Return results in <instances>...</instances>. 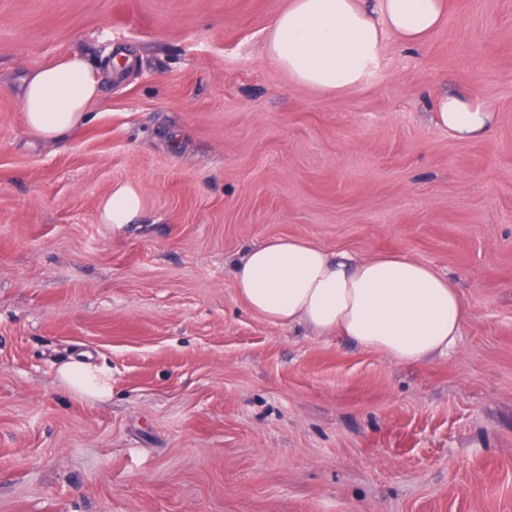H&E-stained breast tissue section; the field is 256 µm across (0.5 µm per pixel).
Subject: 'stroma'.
<instances>
[{
    "label": "stroma",
    "instance_id": "35a3bbf8",
    "mask_svg": "<svg viewBox=\"0 0 512 512\" xmlns=\"http://www.w3.org/2000/svg\"><path fill=\"white\" fill-rule=\"evenodd\" d=\"M288 0H0V512H512V0H447L343 94L267 55ZM132 63L89 121L29 133L28 72ZM489 103L486 138L433 121ZM142 215L99 223L114 183ZM276 236L407 254L458 287L406 365L278 326L235 266ZM110 398L64 386L80 354ZM496 120L497 113L470 94L442 92L436 97V125L457 139H482Z\"/></svg>",
    "mask_w": 512,
    "mask_h": 512
}]
</instances>
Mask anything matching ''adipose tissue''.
Here are the masks:
<instances>
[{
  "label": "adipose tissue",
  "instance_id": "adipose-tissue-1",
  "mask_svg": "<svg viewBox=\"0 0 512 512\" xmlns=\"http://www.w3.org/2000/svg\"><path fill=\"white\" fill-rule=\"evenodd\" d=\"M445 0H290L273 18L268 56L298 85L344 93L376 68L386 37L412 48L440 26ZM111 67L93 69L77 53L33 69L22 109L28 130L45 142L84 124ZM494 110L458 92L435 100L437 127L460 140L484 138ZM141 185L119 182L98 206L100 223L123 230L143 212ZM235 288L254 313L276 325L336 334L393 360L420 364L447 354L460 336L465 304L455 284L433 266L406 255L361 256L297 238H274L237 264ZM61 382L103 399L112 392L106 369L79 360Z\"/></svg>",
  "mask_w": 512,
  "mask_h": 512
}]
</instances>
